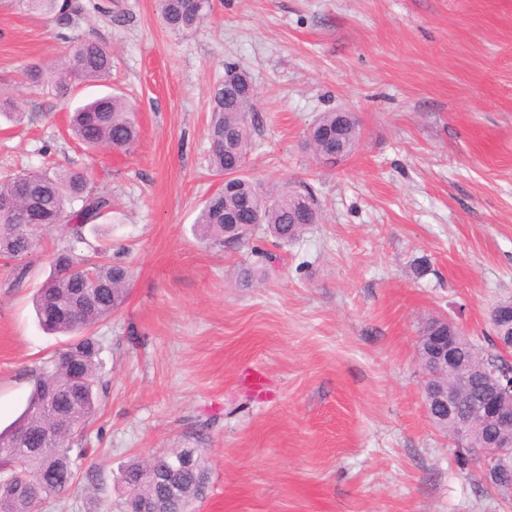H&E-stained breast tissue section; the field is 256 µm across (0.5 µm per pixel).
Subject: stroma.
<instances>
[{
  "label": "stroma",
  "instance_id": "stroma-1",
  "mask_svg": "<svg viewBox=\"0 0 512 512\" xmlns=\"http://www.w3.org/2000/svg\"><path fill=\"white\" fill-rule=\"evenodd\" d=\"M74 2L64 25L0 0V98L25 115L0 116V175L74 168L111 194L73 253L102 244L130 285L94 328L103 390L83 472L40 512H108L122 468L171 448L204 457L196 512H512L430 422L417 353L431 318L474 339L512 299V0H213L189 33L158 0ZM77 36L111 52L110 85L136 104L130 152L86 150L66 104L21 79ZM230 67L256 91L246 175L321 205L269 263L193 231L220 180L209 123ZM341 109L362 140L330 168L307 135ZM59 245L0 258V429L68 342L33 306Z\"/></svg>",
  "mask_w": 512,
  "mask_h": 512
}]
</instances>
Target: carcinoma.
<instances>
[{"instance_id": "1", "label": "carcinoma", "mask_w": 512, "mask_h": 512, "mask_svg": "<svg viewBox=\"0 0 512 512\" xmlns=\"http://www.w3.org/2000/svg\"><path fill=\"white\" fill-rule=\"evenodd\" d=\"M18 4L45 14L56 12L58 0H18ZM165 24L178 32L191 31L208 16L211 0H199L197 11L185 10L184 0H159ZM75 46L63 59L50 64H33L23 71V82L32 88L46 87L60 98L70 95L74 85L85 81H106L112 75V54L99 43L74 38ZM254 97L247 88L218 85L210 122V164L229 177L225 191L205 201L193 224V231L215 245L239 241L260 230L280 247L299 237L318 221V203L309 187L286 188L259 193L243 175L252 150L250 115ZM338 112H322L312 123L308 144L313 153L321 146L338 149L346 159V147L360 141L357 118L337 126ZM73 138L88 148L129 152L137 141L135 108L126 95L109 93L76 106L70 115ZM24 208L36 220L16 222L0 210V254L22 260L38 245L40 234L56 232L60 240L83 239L82 230L112 209V198L94 191L86 175L74 169L40 168L0 179V205ZM55 273L37 290L35 311L41 325L54 333L72 337L66 359L50 358L35 374L33 392L17 421L0 431V502L9 512H38L48 497L69 490L79 462L88 454L84 432L99 404L100 351L92 328L110 317L125 302L130 272L127 267L106 260L78 262L71 249L62 247L54 258ZM466 339L459 360L475 369L467 393L459 404V417L470 413L487 386L483 371L504 363L495 350L493 333ZM57 395V408L66 409L80 393L78 411L64 430L48 433L51 419L44 412L47 389ZM29 432L24 445L15 443L20 430ZM147 465L132 461L121 471L126 496L120 504L126 512L133 501L146 500L158 512H192L195 501L205 493L204 472H178L179 496L168 495L167 484L143 477Z\"/></svg>"}]
</instances>
